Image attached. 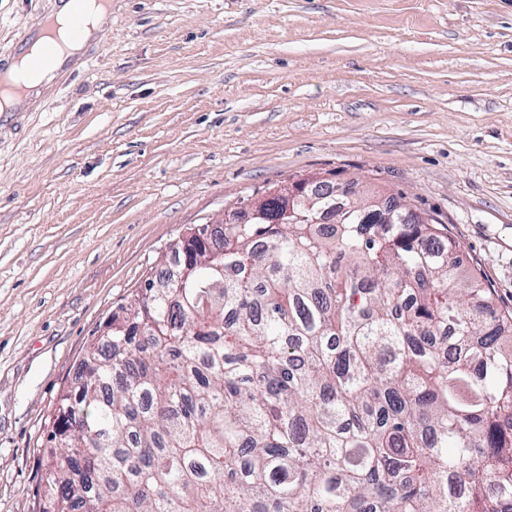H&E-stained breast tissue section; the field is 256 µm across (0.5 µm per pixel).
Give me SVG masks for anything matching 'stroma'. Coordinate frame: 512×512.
Returning <instances> with one entry per match:
<instances>
[{
    "instance_id": "stroma-1",
    "label": "stroma",
    "mask_w": 512,
    "mask_h": 512,
    "mask_svg": "<svg viewBox=\"0 0 512 512\" xmlns=\"http://www.w3.org/2000/svg\"><path fill=\"white\" fill-rule=\"evenodd\" d=\"M50 3L0 0L1 57ZM83 54L0 113V512L171 244L298 177L443 224L512 313V0H112Z\"/></svg>"
}]
</instances>
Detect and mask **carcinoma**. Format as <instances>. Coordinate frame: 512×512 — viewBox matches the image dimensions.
<instances>
[{
    "instance_id": "cac0c4a2",
    "label": "carcinoma",
    "mask_w": 512,
    "mask_h": 512,
    "mask_svg": "<svg viewBox=\"0 0 512 512\" xmlns=\"http://www.w3.org/2000/svg\"><path fill=\"white\" fill-rule=\"evenodd\" d=\"M330 204L270 197L112 315L50 421L55 512H512V315L439 225Z\"/></svg>"
}]
</instances>
